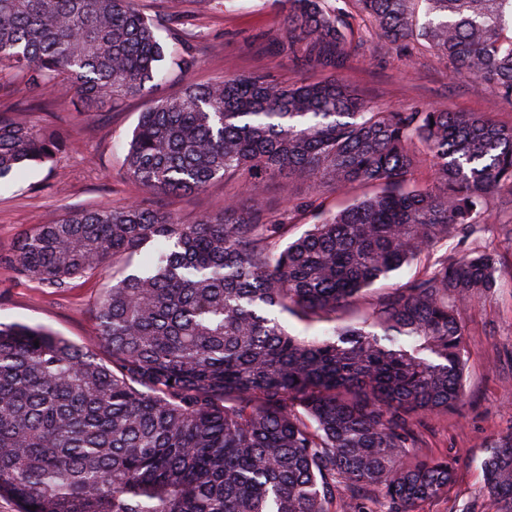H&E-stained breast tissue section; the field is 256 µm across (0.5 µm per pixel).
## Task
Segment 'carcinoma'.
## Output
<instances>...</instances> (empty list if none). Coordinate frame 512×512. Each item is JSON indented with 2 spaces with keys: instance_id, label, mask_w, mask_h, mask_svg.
Instances as JSON below:
<instances>
[{
  "instance_id": "cac0c4a2",
  "label": "carcinoma",
  "mask_w": 512,
  "mask_h": 512,
  "mask_svg": "<svg viewBox=\"0 0 512 512\" xmlns=\"http://www.w3.org/2000/svg\"><path fill=\"white\" fill-rule=\"evenodd\" d=\"M284 3L293 55L335 68L366 19L512 103V0ZM169 35L171 46L136 0H0V76L33 98L51 87L113 104L196 66ZM33 111L0 113V180L65 147ZM286 174L365 192L334 210L308 198L314 223L292 240L291 213L270 220L230 199L195 224L139 201L70 211L13 244L17 278L51 288L154 249L100 298L109 363L43 327L0 323V498L21 512H373L370 500L417 512L448 492L455 463L425 447L419 424L461 398L460 307L496 286L498 259L433 248L477 241L490 195L512 196V124L380 111L336 80L229 76L152 101L124 144V177L156 195L220 179L256 197ZM404 267L411 277L388 283ZM278 310L329 328L301 339ZM481 469L497 512H512V435Z\"/></svg>"
}]
</instances>
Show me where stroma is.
I'll use <instances>...</instances> for the list:
<instances>
[{
  "instance_id": "obj_1",
  "label": "stroma",
  "mask_w": 512,
  "mask_h": 512,
  "mask_svg": "<svg viewBox=\"0 0 512 512\" xmlns=\"http://www.w3.org/2000/svg\"><path fill=\"white\" fill-rule=\"evenodd\" d=\"M140 5L161 29H175L193 44L199 67L186 77L171 75L152 96L130 98L113 108L87 109L46 89L45 117L67 130L68 143L54 164L28 169L0 185V322L46 327L97 350L106 361L111 354L98 340L96 302L111 285L113 270L127 266V259H116L112 267L72 287L56 289L17 279L4 257L32 225L55 223L71 210L138 199L183 224L223 212L224 198L235 192V184L218 181L198 192L157 197L124 178L122 145L151 98L172 94L187 80L206 83L231 75L272 77L288 84L338 79L385 110L481 112L512 123V104L495 87L455 77L446 57L423 48L405 51L366 32L337 70L282 52L288 33L272 0H140ZM313 192L310 183L284 177L266 186L262 204L274 218L293 210L300 234L312 219L296 206ZM507 220L512 221V200L493 199L480 242L498 255L499 286L461 311L468 351L462 400L425 422L428 449L455 461L456 482L446 496L421 504L420 512H496L482 490L481 461L487 445L512 434V241L500 230Z\"/></svg>"
}]
</instances>
